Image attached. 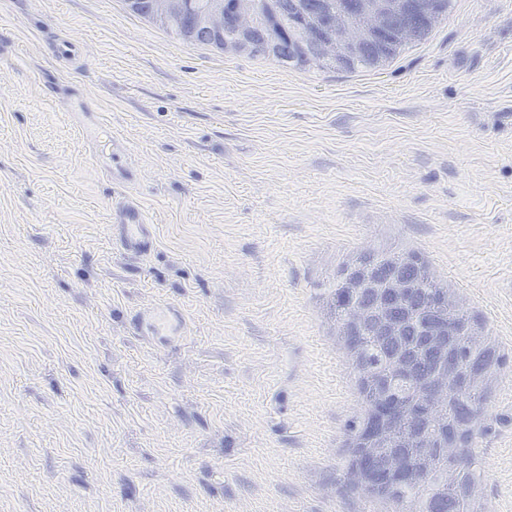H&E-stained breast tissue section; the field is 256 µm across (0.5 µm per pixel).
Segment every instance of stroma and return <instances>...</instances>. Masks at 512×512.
Returning <instances> with one entry per match:
<instances>
[{
    "instance_id": "35a3bbf8",
    "label": "stroma",
    "mask_w": 512,
    "mask_h": 512,
    "mask_svg": "<svg viewBox=\"0 0 512 512\" xmlns=\"http://www.w3.org/2000/svg\"><path fill=\"white\" fill-rule=\"evenodd\" d=\"M82 97L134 187L70 127ZM123 196L154 252L113 246ZM369 249L420 252L506 354L474 448L512 512V0H454L354 73L124 0H0V512H381L344 477L360 405L325 294ZM158 304L188 325L164 349L128 319ZM95 112H73L74 116L77 113H88L89 121L76 119L75 127L82 138L86 140L91 137L93 133L97 138H102L103 147L111 148L109 153L110 158L108 163H104L101 159L100 151L93 148L91 151V160L100 167L107 174L112 175V180H119L126 186L134 185L138 181V171L130 161V153L128 149H120L112 138V129L108 127L101 120V113L96 110Z\"/></svg>"
}]
</instances>
